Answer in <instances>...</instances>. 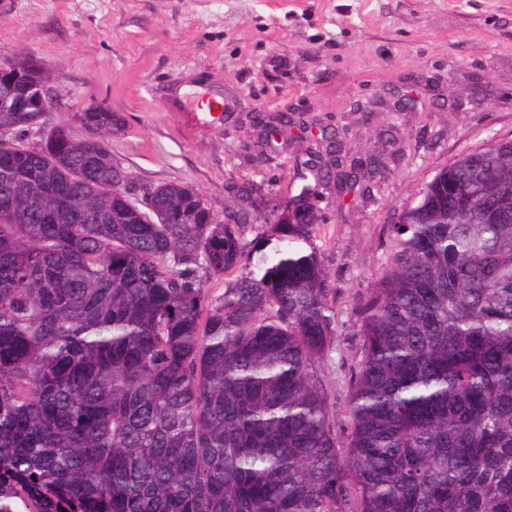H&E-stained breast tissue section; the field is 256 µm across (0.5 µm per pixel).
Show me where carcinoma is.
Wrapping results in <instances>:
<instances>
[{
    "mask_svg": "<svg viewBox=\"0 0 512 512\" xmlns=\"http://www.w3.org/2000/svg\"><path fill=\"white\" fill-rule=\"evenodd\" d=\"M12 75L0 512H512V141L460 155L390 225L344 439L316 369L336 310L313 190L247 253V209L219 223L183 183L132 195L116 113L48 129Z\"/></svg>",
    "mask_w": 512,
    "mask_h": 512,
    "instance_id": "cac0c4a2",
    "label": "carcinoma"
}]
</instances>
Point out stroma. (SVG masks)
<instances>
[{
  "label": "stroma",
  "mask_w": 512,
  "mask_h": 512,
  "mask_svg": "<svg viewBox=\"0 0 512 512\" xmlns=\"http://www.w3.org/2000/svg\"><path fill=\"white\" fill-rule=\"evenodd\" d=\"M21 51L67 105L50 123L93 100L117 112L112 158L133 184L185 183L216 218L271 222L314 189L336 309L317 369L340 426L394 213L461 154L512 138V0H15L0 63ZM330 145L355 194L318 181Z\"/></svg>",
  "instance_id": "obj_1"
}]
</instances>
